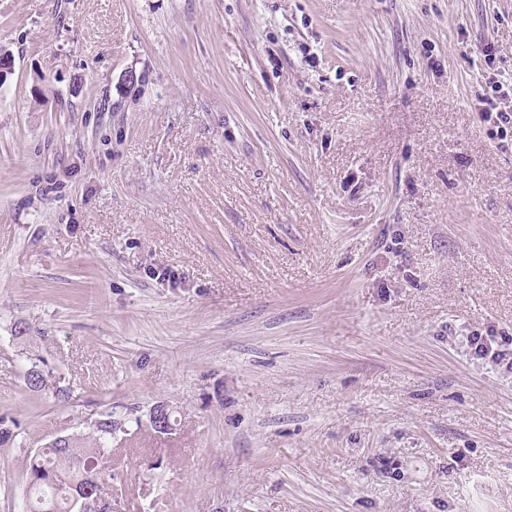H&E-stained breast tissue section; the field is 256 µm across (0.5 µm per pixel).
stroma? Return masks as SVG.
Wrapping results in <instances>:
<instances>
[{
  "mask_svg": "<svg viewBox=\"0 0 512 512\" xmlns=\"http://www.w3.org/2000/svg\"><path fill=\"white\" fill-rule=\"evenodd\" d=\"M0 50V512L160 401L117 512H512V374L461 338L512 333V0H0ZM483 92L476 95L475 110L480 125L493 139L499 140L501 146L512 148V110H502L500 100L512 96V73L509 75L493 74L487 78Z\"/></svg>",
  "mask_w": 512,
  "mask_h": 512,
  "instance_id": "1",
  "label": "stroma"
}]
</instances>
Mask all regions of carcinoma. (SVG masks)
<instances>
[{
	"instance_id": "cac0c4a2",
	"label": "carcinoma",
	"mask_w": 512,
	"mask_h": 512,
	"mask_svg": "<svg viewBox=\"0 0 512 512\" xmlns=\"http://www.w3.org/2000/svg\"><path fill=\"white\" fill-rule=\"evenodd\" d=\"M24 383L31 392L49 387L48 376L36 361L24 369ZM146 430L156 438L176 431L174 416L157 427L150 419L132 412L122 416L112 410L99 414L87 434L61 435L38 448L31 456L26 474L25 512H76V499L88 502L85 512H112L115 475L100 466V458L112 451V444L127 442L134 431Z\"/></svg>"
}]
</instances>
